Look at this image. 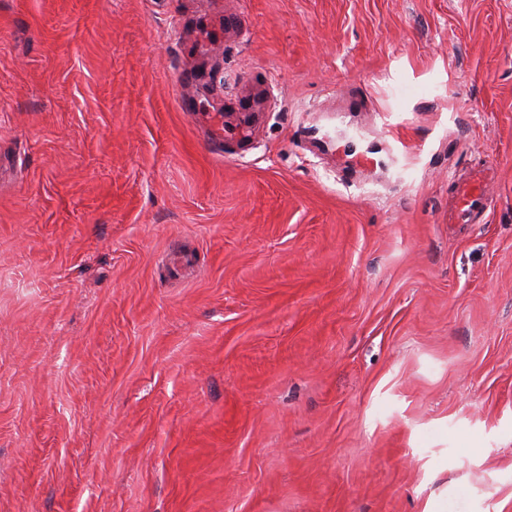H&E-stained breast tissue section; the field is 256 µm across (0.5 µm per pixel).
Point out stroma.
<instances>
[{"label": "stroma", "instance_id": "35a3bbf8", "mask_svg": "<svg viewBox=\"0 0 512 512\" xmlns=\"http://www.w3.org/2000/svg\"><path fill=\"white\" fill-rule=\"evenodd\" d=\"M0 512H512V0H0ZM485 171L477 170L469 181L455 183L452 204L448 206L449 224H481L487 212L482 189Z\"/></svg>", "mask_w": 512, "mask_h": 512}]
</instances>
